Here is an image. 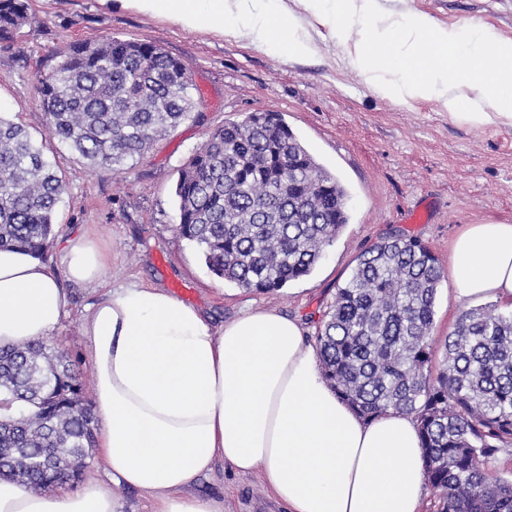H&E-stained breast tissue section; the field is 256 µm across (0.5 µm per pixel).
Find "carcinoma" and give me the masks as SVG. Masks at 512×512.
<instances>
[{
    "label": "carcinoma",
    "instance_id": "cac0c4a2",
    "mask_svg": "<svg viewBox=\"0 0 512 512\" xmlns=\"http://www.w3.org/2000/svg\"><path fill=\"white\" fill-rule=\"evenodd\" d=\"M31 20L26 0H0V41ZM186 66L143 40L77 44L43 79L50 137L93 170L141 157L186 120L201 98ZM67 183L43 147L0 115V249L42 257ZM179 237L215 277L278 291L312 273L348 223L349 193L277 112L211 131L179 171ZM444 268L419 239L390 233L361 252L318 329L324 379L361 418L414 417L435 512H512V479H489L512 444V312L464 309L444 343L431 333ZM95 447L83 377L45 342L0 346V477L58 485L59 467Z\"/></svg>",
    "mask_w": 512,
    "mask_h": 512
}]
</instances>
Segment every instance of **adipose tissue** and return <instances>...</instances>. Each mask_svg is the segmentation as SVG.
<instances>
[{
	"label": "adipose tissue",
	"instance_id": "1",
	"mask_svg": "<svg viewBox=\"0 0 512 512\" xmlns=\"http://www.w3.org/2000/svg\"><path fill=\"white\" fill-rule=\"evenodd\" d=\"M193 28L288 60L310 57L304 12L343 48L348 67L397 105L428 101L449 118L512 128V40L480 23L447 26L381 0H123ZM68 277L98 287L80 313L84 357L102 425L106 474L54 496L0 479V512H119L110 484L153 500L152 512H224L195 492L217 464L261 470L288 512H420L422 445L413 416L361 419L331 390L297 319L246 309L220 327L169 292L128 282L107 287L108 253L85 236L61 250ZM457 300L512 304V224H466L448 250ZM71 298L39 259L0 250V345L46 339Z\"/></svg>",
	"mask_w": 512,
	"mask_h": 512
}]
</instances>
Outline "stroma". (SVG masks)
<instances>
[{"mask_svg": "<svg viewBox=\"0 0 512 512\" xmlns=\"http://www.w3.org/2000/svg\"><path fill=\"white\" fill-rule=\"evenodd\" d=\"M31 23L0 42V112L27 128L68 191L55 215V238L43 263L66 281L72 308L50 342L75 370L90 375L80 311L94 295L67 282L66 238L87 235L112 252L108 284L130 279L168 290L212 323L248 307L297 318L306 344L360 252L393 231L421 240L440 260L462 225L512 224V129L449 119L431 102L405 106L377 96L361 71L345 67L336 41L317 39L313 56L289 61L220 29H193L174 18L124 7L120 0H27ZM389 11L412 8L446 25L477 22L512 39V0H383ZM145 40L181 60L201 96V121L181 124L122 170L92 171L65 144L49 138L39 106L42 77L79 42L106 36ZM253 112L280 113L318 163L347 187L349 221L313 272L277 292L246 290L215 278L200 251L174 230L178 171L214 128ZM196 491L223 500L224 512H286L261 472L216 466Z\"/></svg>", "mask_w": 512, "mask_h": 512, "instance_id": "1", "label": "stroma"}]
</instances>
